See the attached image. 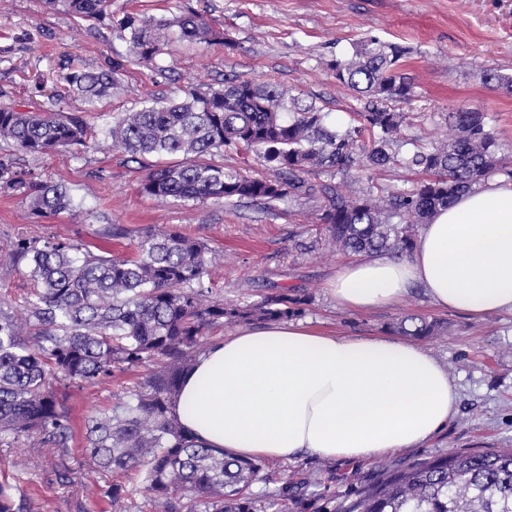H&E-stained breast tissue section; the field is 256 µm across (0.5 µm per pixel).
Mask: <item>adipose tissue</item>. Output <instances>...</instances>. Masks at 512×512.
<instances>
[{"label":"adipose tissue","mask_w":512,"mask_h":512,"mask_svg":"<svg viewBox=\"0 0 512 512\" xmlns=\"http://www.w3.org/2000/svg\"><path fill=\"white\" fill-rule=\"evenodd\" d=\"M416 286L476 319L512 313V181L459 196L408 254L342 264L327 284L349 310L395 305ZM457 400L447 368L420 345L289 320L245 325L208 345L173 413L187 436L235 458L373 459L428 441Z\"/></svg>","instance_id":"1"}]
</instances>
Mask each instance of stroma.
Returning <instances> with one entry per match:
<instances>
[{
  "label": "stroma",
  "instance_id": "35a3bbf8",
  "mask_svg": "<svg viewBox=\"0 0 512 512\" xmlns=\"http://www.w3.org/2000/svg\"><path fill=\"white\" fill-rule=\"evenodd\" d=\"M199 10L217 29L225 30L235 49L221 44L173 40L162 63L169 79L132 63L127 43L112 32L109 20L85 22L47 0H0V107H31L47 112L88 116L90 110L115 117L141 101L171 98L180 87L219 86L240 75L270 80L316 102L333 126H348L361 103L336 82L328 62L348 56L354 42L376 36L409 48L404 67L415 78L410 112L400 151L409 139L444 140L445 112L468 105L486 112L489 126L512 152V94L488 85L486 69L512 74V0H112L113 17L136 13L172 16L185 6ZM125 64L124 82L134 95L113 94L88 108L69 92L61 75L66 68L96 70ZM0 158L14 169L45 181L64 182L71 190L76 215L33 218L18 195L0 192V247L20 238L77 241L96 254L134 255L141 237L162 226H179L205 241L217 254L213 288L221 298L253 301L270 286H299L313 296L304 320L340 336L373 338L390 324L415 313L444 320L446 333L423 340V347L444 364L459 398L448 424L423 445L367 460H328L302 456L268 461L273 483L255 491H274L276 479L308 474L324 477L334 470L332 488L344 500L376 477L381 467L471 448H512V313L475 320L434 306L423 289H412L393 307L350 311L338 306L327 282L348 255L316 246L320 230L312 224L314 203L299 201L278 216L252 205L221 199L177 203L143 196L144 174L138 163L118 150L100 148L79 155L57 152L25 154L0 142ZM125 228L122 237L107 234L110 225ZM145 368L108 378L95 387L75 383L61 390L72 410L74 440L68 452L40 450L29 444L0 446V484L26 496L35 512H112L99 488L115 476L85 465L81 455L89 416L130 395ZM67 466L70 482L55 470Z\"/></svg>",
  "mask_w": 512,
  "mask_h": 512
}]
</instances>
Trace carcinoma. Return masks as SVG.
<instances>
[{
    "label": "carcinoma",
    "instance_id": "1",
    "mask_svg": "<svg viewBox=\"0 0 512 512\" xmlns=\"http://www.w3.org/2000/svg\"><path fill=\"white\" fill-rule=\"evenodd\" d=\"M48 3L84 20L106 17L111 6L110 0ZM112 32L128 43L134 61L162 77L157 59L168 53L174 33L193 43L234 47L190 7L172 17L127 13L112 19ZM408 53L371 36L353 44L349 59L329 64L336 81L362 103L342 132L328 126L322 108L291 90L236 76L218 88L189 86L175 100H154L102 125L56 112L1 108L0 141L35 155L78 154L109 141L137 162L153 158L140 183L145 196L182 203L223 199L274 215L294 202L313 201L324 245L357 256L403 255L413 248L418 226L459 194L494 174L512 178V162L484 113L465 105L448 113L454 135L447 141L416 144L404 157L390 152L409 125V115L394 109L414 97V77L401 69ZM122 75L123 64L116 62L99 71L73 70L64 79L72 93L94 105L121 85ZM484 79L512 92V75L489 69ZM228 152L240 164L224 165ZM177 154L181 163L165 161ZM253 160L264 171L254 170ZM390 165L416 170L424 179L378 195L374 174ZM324 173L329 179L320 178ZM355 173L370 185L344 193L332 182ZM0 190L23 197L33 216L75 209L65 184L3 162ZM0 261L24 266L33 282L20 308L0 299V445L30 440L40 448L68 447L71 414L57 385L95 387L145 367L148 374L129 399L87 419L83 451L90 466L135 476L139 492L160 512H296L299 505L336 512V492L320 479L285 477L276 491L253 493L254 484L273 480L264 460H239L197 445L170 415L182 375L208 344L210 329L301 318L312 304L307 289L274 287L252 302L224 301L209 278L215 254L174 226L142 236L133 258L95 255L80 243L21 238L0 249ZM445 330L443 322L414 314L389 326L420 339ZM100 494L112 499L115 512L125 510L122 481ZM0 512L33 507L1 484ZM341 512H512V448L454 451L385 466Z\"/></svg>",
    "mask_w": 512,
    "mask_h": 512
}]
</instances>
